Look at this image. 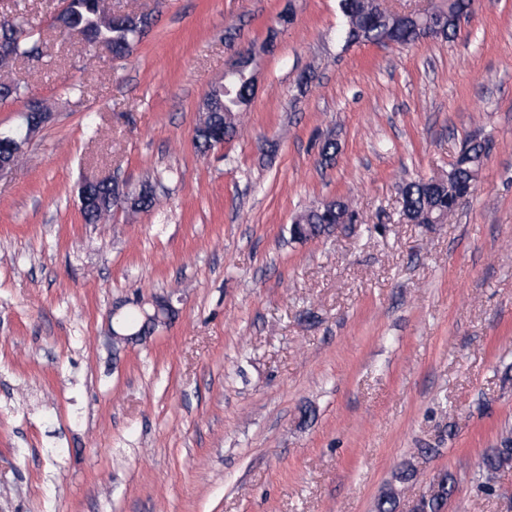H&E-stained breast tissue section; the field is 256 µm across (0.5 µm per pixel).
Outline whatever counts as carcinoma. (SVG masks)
<instances>
[{
	"label": "carcinoma",
	"mask_w": 512,
	"mask_h": 512,
	"mask_svg": "<svg viewBox=\"0 0 512 512\" xmlns=\"http://www.w3.org/2000/svg\"><path fill=\"white\" fill-rule=\"evenodd\" d=\"M470 6L471 0H445L431 12H416L413 17L404 18L400 13L386 9L380 0H340L345 18V43L409 46L424 39L447 40L456 36V20L467 14ZM63 22L65 28L79 32L83 38L109 45L117 57L127 55L140 36L136 24L113 20L106 0H65ZM15 23L19 29L13 46L16 57L41 53L40 29L24 17ZM231 85L237 100L225 98L224 88H213L202 104L199 120L204 127L222 129L226 136L235 129L237 114L246 111L252 101L244 76H237ZM488 154L487 143L472 139L462 149L447 177L430 179L425 186L420 179L403 184L401 195L407 219L421 224L444 223L448 214L456 209L463 193L477 183ZM94 193L100 205L83 211L84 219L89 223L98 222L110 210V186L100 184L94 187ZM355 220L356 213L344 199L338 198L299 215L291 225L290 234L292 240L304 241L331 232L336 224H352ZM484 465L490 476L512 468V430L501 437L499 447L486 457ZM414 477L415 470L410 467L399 471L395 484L378 499L376 512H394L399 486ZM439 488L441 492L422 497L419 512H442L456 491L454 477L443 475Z\"/></svg>",
	"instance_id": "cac0c4a2"
}]
</instances>
